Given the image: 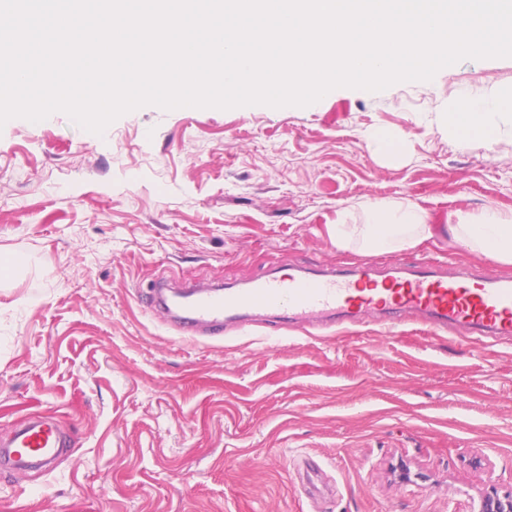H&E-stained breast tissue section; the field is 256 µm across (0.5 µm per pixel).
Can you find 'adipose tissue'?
I'll use <instances>...</instances> for the list:
<instances>
[{
  "label": "adipose tissue",
  "instance_id": "1",
  "mask_svg": "<svg viewBox=\"0 0 512 512\" xmlns=\"http://www.w3.org/2000/svg\"><path fill=\"white\" fill-rule=\"evenodd\" d=\"M509 118L512 92L494 87L479 100L456 102L446 120L458 144L466 147L475 141L495 142L502 122ZM327 232L337 249L367 255L415 248L435 236L428 212L410 200L368 202L364 223H346L340 214ZM448 237L470 252L512 265V212L487 209L477 215L458 214L456 223L448 227Z\"/></svg>",
  "mask_w": 512,
  "mask_h": 512
}]
</instances>
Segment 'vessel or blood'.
Masks as SVG:
<instances>
[{
	"label": "vessel or blood",
	"instance_id": "1",
	"mask_svg": "<svg viewBox=\"0 0 512 512\" xmlns=\"http://www.w3.org/2000/svg\"><path fill=\"white\" fill-rule=\"evenodd\" d=\"M166 287L156 281L145 297L151 312L181 333L213 339L248 325L312 329L375 322L391 330L412 320L454 336L512 340V279L488 265L451 269L423 260L296 268L256 276L242 288L194 285L178 305L169 304ZM60 446L55 423L40 416L14 432L0 460L48 467Z\"/></svg>",
	"mask_w": 512,
	"mask_h": 512
}]
</instances>
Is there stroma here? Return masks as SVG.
<instances>
[{"label": "stroma", "instance_id": "obj_1", "mask_svg": "<svg viewBox=\"0 0 512 512\" xmlns=\"http://www.w3.org/2000/svg\"><path fill=\"white\" fill-rule=\"evenodd\" d=\"M492 86L512 88V58L306 107L145 106L101 136L61 112L9 120L0 257L26 261L0 269V438L41 415L67 446L49 472L0 467V512H471L488 484L512 490V344L409 323L285 327L272 348L263 329L181 335L139 298L360 263L327 227L375 200L440 227L389 260L482 263L445 224L512 211V124L463 148L445 117Z\"/></svg>", "mask_w": 512, "mask_h": 512}]
</instances>
